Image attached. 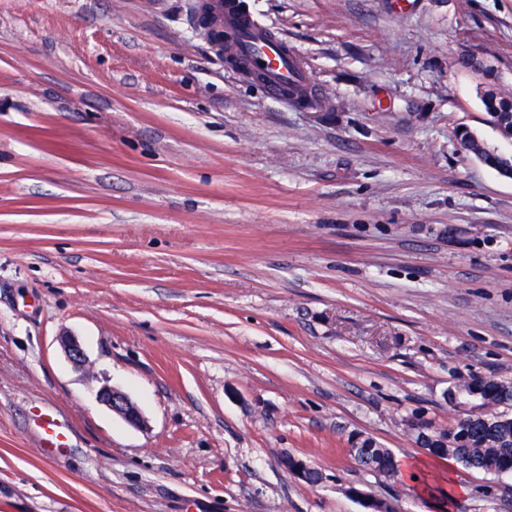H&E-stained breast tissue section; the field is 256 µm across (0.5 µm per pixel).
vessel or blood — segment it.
<instances>
[{
  "mask_svg": "<svg viewBox=\"0 0 512 512\" xmlns=\"http://www.w3.org/2000/svg\"><path fill=\"white\" fill-rule=\"evenodd\" d=\"M224 30L234 37L240 58L264 70V87L270 96H280L292 83L307 85L306 75L293 65L287 44L280 38L268 37L265 28L242 14L234 0H227L224 6Z\"/></svg>",
  "mask_w": 512,
  "mask_h": 512,
  "instance_id": "1",
  "label": "vessel or blood"
}]
</instances>
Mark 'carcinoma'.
I'll return each mask as SVG.
<instances>
[{
  "mask_svg": "<svg viewBox=\"0 0 512 512\" xmlns=\"http://www.w3.org/2000/svg\"><path fill=\"white\" fill-rule=\"evenodd\" d=\"M482 101L492 121L506 134L512 133V102L484 91ZM460 388L461 404L479 402L483 412L458 416L446 427H436L417 417L410 429L422 448L434 449V457L457 466L496 476L512 471V383L472 375ZM353 447L357 462L368 471L394 477L399 463L393 451L375 439L357 434Z\"/></svg>",
  "mask_w": 512,
  "mask_h": 512,
  "instance_id": "1",
  "label": "carcinoma"
}]
</instances>
